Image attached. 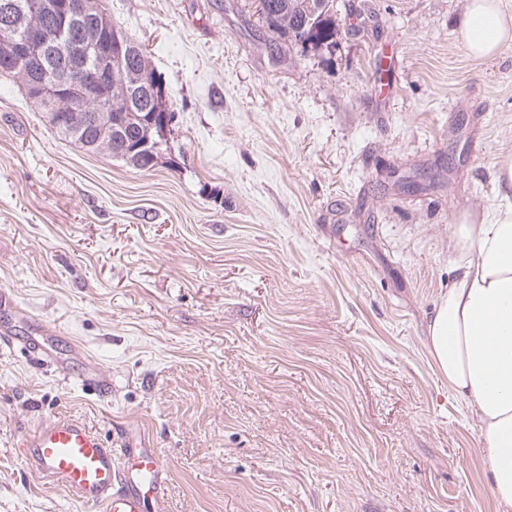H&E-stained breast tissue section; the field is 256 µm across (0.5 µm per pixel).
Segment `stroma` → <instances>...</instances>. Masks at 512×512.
Wrapping results in <instances>:
<instances>
[{
	"mask_svg": "<svg viewBox=\"0 0 512 512\" xmlns=\"http://www.w3.org/2000/svg\"><path fill=\"white\" fill-rule=\"evenodd\" d=\"M99 2L176 143L149 170L85 151L0 76V290L32 314L0 311V512H97L14 448L64 416L140 430L172 512H499L424 336L454 218L499 203L512 47L468 58L465 0H336L320 50L251 0Z\"/></svg>",
	"mask_w": 512,
	"mask_h": 512,
	"instance_id": "1",
	"label": "stroma"
}]
</instances>
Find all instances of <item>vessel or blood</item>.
Masks as SVG:
<instances>
[{"label": "vessel or blood", "mask_w": 512, "mask_h": 512, "mask_svg": "<svg viewBox=\"0 0 512 512\" xmlns=\"http://www.w3.org/2000/svg\"><path fill=\"white\" fill-rule=\"evenodd\" d=\"M16 446L39 477L98 512H170L168 463L132 428L108 443L82 422L58 417Z\"/></svg>", "instance_id": "obj_1"}]
</instances>
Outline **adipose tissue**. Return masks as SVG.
Instances as JSON below:
<instances>
[{
	"mask_svg": "<svg viewBox=\"0 0 512 512\" xmlns=\"http://www.w3.org/2000/svg\"><path fill=\"white\" fill-rule=\"evenodd\" d=\"M458 42L482 61L512 47L502 0H468ZM502 204L469 210L452 226L456 278L435 306L426 346L448 389L479 424L491 495L512 512V151L494 164Z\"/></svg>",
	"mask_w": 512,
	"mask_h": 512,
	"instance_id": "ef3b65f1",
	"label": "adipose tissue"
}]
</instances>
